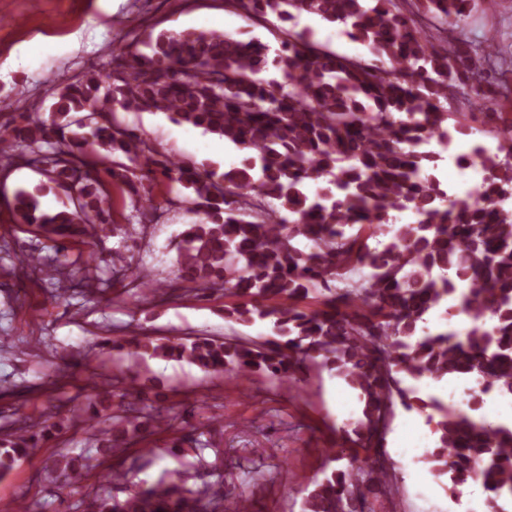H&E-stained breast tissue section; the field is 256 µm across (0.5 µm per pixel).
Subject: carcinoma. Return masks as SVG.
<instances>
[{
	"label": "carcinoma",
	"mask_w": 512,
	"mask_h": 512,
	"mask_svg": "<svg viewBox=\"0 0 512 512\" xmlns=\"http://www.w3.org/2000/svg\"><path fill=\"white\" fill-rule=\"evenodd\" d=\"M248 19L302 14L340 26L373 60L322 49L308 31L288 32L275 50L218 31L162 30L148 56L130 52L125 76L89 70L58 88L48 116L25 106L0 138V161L43 165L40 190L77 191L63 210L41 208L38 194L17 188L10 206L52 248L67 240L90 247L115 237L112 183L133 201L129 223L157 218L152 184L190 191L203 214L177 246L176 282L145 288L222 292L240 299L224 318L271 327L270 336L160 343L143 336L129 355L185 360L234 379L264 374L293 388L311 365L328 370L358 396L357 417L336 429L329 460L347 461L303 499L301 512H364L368 499L394 500L399 464L387 451L400 411L433 423L430 472L448 477L460 497L478 483L488 512H512V428L484 413L493 392L512 397V120L485 112L494 146L478 145L479 185L458 196L436 170L458 135H471L476 98L496 102L488 68L495 42L475 46L460 28L472 0H228ZM120 112H163L173 122L219 135L244 153L221 174L159 153ZM335 191L312 195L322 180ZM411 212L414 220L400 222ZM136 241L123 239L113 273L151 278L133 262ZM467 317V328L432 329L439 309ZM457 378L470 389L465 406L425 393L420 383ZM152 427L191 428L198 465L207 466L211 427L191 425L140 399L112 408V426L96 434L106 451L144 439ZM38 432L16 427L0 439V472L13 468ZM70 487L94 469L93 458L61 454ZM123 482V499L102 496L99 512H224V481L191 489L179 480L142 486L114 470L102 485Z\"/></svg>",
	"instance_id": "obj_1"
}]
</instances>
